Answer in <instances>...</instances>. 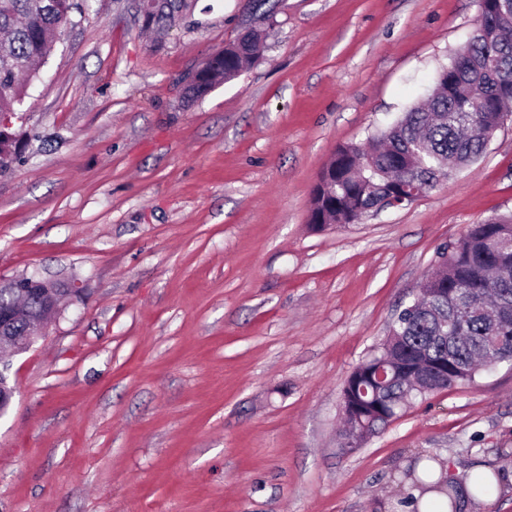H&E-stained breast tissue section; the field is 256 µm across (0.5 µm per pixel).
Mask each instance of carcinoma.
<instances>
[{"label": "carcinoma", "instance_id": "cac0c4a2", "mask_svg": "<svg viewBox=\"0 0 512 512\" xmlns=\"http://www.w3.org/2000/svg\"><path fill=\"white\" fill-rule=\"evenodd\" d=\"M185 0H162L152 24L172 19ZM75 0H0V113L24 103L37 66L56 35L72 22ZM482 33L441 68L426 104L412 105L386 130L361 145L341 146L313 189L314 224H355L392 198L428 193L475 164L498 130L499 111L512 107V0H481ZM262 30L224 47L188 88L201 96L231 81L256 59ZM402 308L385 339L359 363L342 391L349 403L343 440L358 443L397 417L413 397L469 385L491 361L512 363V215L467 227L438 249V268ZM444 360V372L423 379L416 368ZM412 512H461L490 497L500 473L478 472L471 486L447 473L412 469Z\"/></svg>", "mask_w": 512, "mask_h": 512}]
</instances>
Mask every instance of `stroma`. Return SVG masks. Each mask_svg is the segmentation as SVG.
<instances>
[{"mask_svg":"<svg viewBox=\"0 0 512 512\" xmlns=\"http://www.w3.org/2000/svg\"><path fill=\"white\" fill-rule=\"evenodd\" d=\"M85 0L28 88L0 172V278L81 300L12 355L0 512H411L404 472L512 470V364L414 400L352 450L342 390L468 225L512 214V124L403 208L325 229L338 147L391 126L473 36L478 0H267L258 60L189 74L258 25L188 0ZM160 0H139V9L143 17V23L149 24L152 15V23L146 25L147 27L153 25H159L160 23H164L167 20L172 19L176 14L182 12V10L186 7L184 3L185 0H161L162 2L158 5L155 12L156 4Z\"/></svg>","mask_w":512,"mask_h":512,"instance_id":"obj_1","label":"stroma"}]
</instances>
